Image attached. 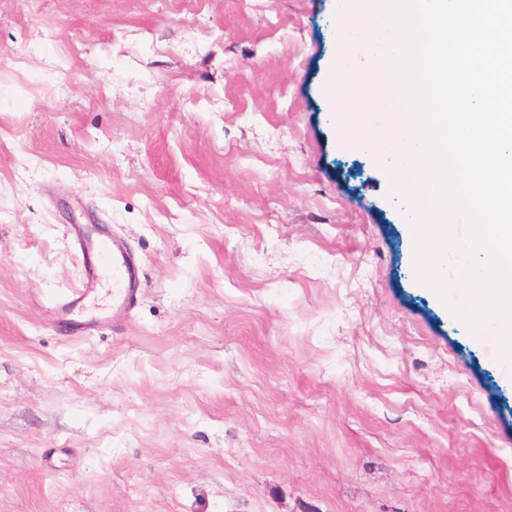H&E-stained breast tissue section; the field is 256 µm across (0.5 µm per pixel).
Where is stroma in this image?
<instances>
[{"label":"stroma","mask_w":512,"mask_h":512,"mask_svg":"<svg viewBox=\"0 0 512 512\" xmlns=\"http://www.w3.org/2000/svg\"><path fill=\"white\" fill-rule=\"evenodd\" d=\"M356 0H0V512H512V367L439 289ZM73 224L138 260L61 336ZM447 301H439L438 291Z\"/></svg>","instance_id":"stroma-1"}]
</instances>
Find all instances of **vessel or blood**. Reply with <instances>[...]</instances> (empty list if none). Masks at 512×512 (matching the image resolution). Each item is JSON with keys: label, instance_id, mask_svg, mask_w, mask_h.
<instances>
[{"label": "vessel or blood", "instance_id": "b4317fda", "mask_svg": "<svg viewBox=\"0 0 512 512\" xmlns=\"http://www.w3.org/2000/svg\"><path fill=\"white\" fill-rule=\"evenodd\" d=\"M70 235L83 260L82 284L58 301V328L80 337L90 331L122 326L142 294L134 258L118 240L96 237L76 227L71 228ZM107 281L112 284L111 301L90 308V301Z\"/></svg>", "mask_w": 512, "mask_h": 512}]
</instances>
